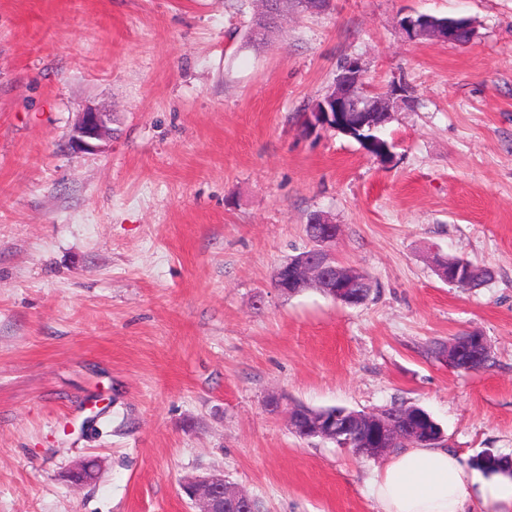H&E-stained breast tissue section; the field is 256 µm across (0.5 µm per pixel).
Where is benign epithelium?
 <instances>
[{
    "instance_id": "1",
    "label": "benign epithelium",
    "mask_w": 512,
    "mask_h": 512,
    "mask_svg": "<svg viewBox=\"0 0 512 512\" xmlns=\"http://www.w3.org/2000/svg\"><path fill=\"white\" fill-rule=\"evenodd\" d=\"M403 28L408 36L429 37L455 44L459 37L472 29L471 20L457 17L445 25H438L428 15L408 16L403 19ZM393 94L369 92L364 83V69L359 59L347 58L342 62L330 94L322 103V110L308 112L305 116V131L313 133L334 130L345 135L367 130L369 146L374 156L386 160L391 157L390 144L377 132L391 118ZM110 114L88 109L73 129L68 147L74 152L92 151L97 142L110 134ZM314 224L326 225L325 233L314 240L313 245L295 261L281 269L277 290L282 294H293L304 284L313 283L322 293L343 305L361 303L370 278L359 268L347 265L330 249L336 242L337 227L322 215L312 218ZM486 341L480 337L459 344L454 340L445 348L442 357L450 365L462 369L481 359ZM289 428L303 438H319L335 444L348 441L347 431L361 429L367 436L364 447L354 449L356 455L367 459H379L396 444L405 439L400 426L387 417L385 411L365 413L338 409L318 419L306 421L294 408L287 409ZM98 464L94 459L81 461L67 473V479L75 486L93 481ZM185 494L191 501L193 512H253V498L239 490L224 478V472L213 471L195 476L183 484Z\"/></svg>"
}]
</instances>
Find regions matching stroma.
Returning <instances> with one entry per match:
<instances>
[{
    "label": "stroma",
    "instance_id": "1",
    "mask_svg": "<svg viewBox=\"0 0 512 512\" xmlns=\"http://www.w3.org/2000/svg\"><path fill=\"white\" fill-rule=\"evenodd\" d=\"M255 0H0V512H189L220 470L260 512H377L381 460L266 408L427 411L465 459L512 457V0H331L252 47ZM465 16L463 45L403 18ZM400 84L383 162L303 133L339 64ZM111 113L72 152L81 112ZM328 215L375 290L349 307L277 267ZM440 257L492 271L442 281ZM485 336V368L435 351ZM102 462L97 482L66 479ZM111 115L89 108L81 112V116L73 129L68 141V147L73 152L92 151L97 148V142L108 137L111 129ZM468 262L471 263L470 261ZM471 265L474 267V269L469 273L468 278L464 282H461L460 285V281L467 276L469 272L468 269L467 274L461 275L460 271H458L456 272L453 278L448 276V268L440 267L438 265V271L443 281L450 284L458 285L461 288H478L482 286L484 283H486L489 279H491L492 274L488 269L481 268L479 266L474 265L473 263H471ZM98 464L94 459L81 461L74 465L67 473L66 477L70 483L75 486H82L93 481L98 472Z\"/></svg>",
    "mask_w": 512,
    "mask_h": 512
}]
</instances>
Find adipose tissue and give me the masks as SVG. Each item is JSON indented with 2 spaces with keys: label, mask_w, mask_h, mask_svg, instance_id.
Masks as SVG:
<instances>
[{
  "label": "adipose tissue",
  "mask_w": 512,
  "mask_h": 512,
  "mask_svg": "<svg viewBox=\"0 0 512 512\" xmlns=\"http://www.w3.org/2000/svg\"><path fill=\"white\" fill-rule=\"evenodd\" d=\"M378 512H512V478L483 475L439 443L397 450L371 480Z\"/></svg>",
  "instance_id": "obj_1"
}]
</instances>
